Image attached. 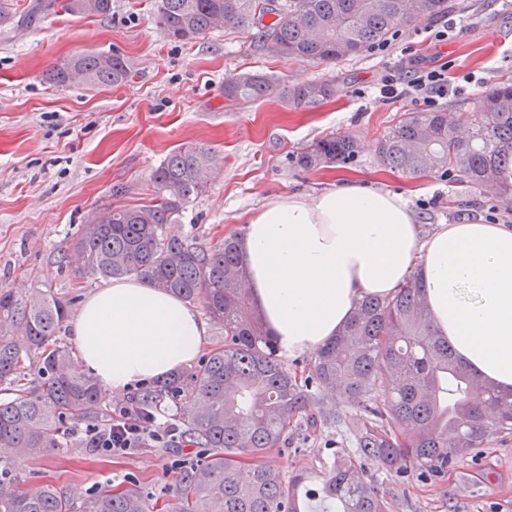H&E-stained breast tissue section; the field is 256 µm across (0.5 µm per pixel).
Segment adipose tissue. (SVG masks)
I'll return each instance as SVG.
<instances>
[{
    "label": "adipose tissue",
    "instance_id": "1",
    "mask_svg": "<svg viewBox=\"0 0 512 512\" xmlns=\"http://www.w3.org/2000/svg\"><path fill=\"white\" fill-rule=\"evenodd\" d=\"M244 285L283 356L318 350L357 300L420 273L432 328L481 380L512 390V226L441 224L421 240L407 199L355 181L261 205L241 234ZM78 362L108 391L167 378L207 346L198 310L144 280L105 284L71 324Z\"/></svg>",
    "mask_w": 512,
    "mask_h": 512
}]
</instances>
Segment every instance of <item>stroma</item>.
<instances>
[{
    "label": "stroma",
    "mask_w": 512,
    "mask_h": 512,
    "mask_svg": "<svg viewBox=\"0 0 512 512\" xmlns=\"http://www.w3.org/2000/svg\"><path fill=\"white\" fill-rule=\"evenodd\" d=\"M456 2L444 59L452 83L465 91L439 106L471 112L485 89L512 80V0ZM153 3L112 0L110 16L53 14L28 28L11 17L0 20V287L19 294L48 288L79 309L100 285L78 273L81 228L103 207L146 201L152 170L192 144L211 147L214 173L206 192L168 231L206 246L240 232L261 204L282 195L314 197L341 175L402 194L425 235L439 224L490 217L512 223L499 193L470 187L455 193L439 175L411 178L379 162V140L420 105L380 97L378 83L411 59H431L433 19L401 28L386 50L312 64L268 55L254 35L230 27L170 41L153 20ZM112 51L131 69L121 87L58 88L43 78L74 53ZM253 70L277 77V92L244 106L227 102L225 79ZM467 74L475 83L464 84ZM314 81L333 82L335 98L314 110L288 106L284 89ZM332 133L362 141L355 163L312 170L296 165L302 147ZM116 185L126 194L113 195ZM336 409L339 425L299 437L296 453L281 459L283 469L319 470L333 452L351 449L358 415L343 401ZM82 438L74 430L68 450L21 463L22 477L54 482L78 502L107 484L134 482L160 495L176 480L165 467L168 454L159 449L105 458L85 448ZM376 489L388 512H512V440L492 439L444 477H382Z\"/></svg>",
    "instance_id": "1"
}]
</instances>
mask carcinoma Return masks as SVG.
Returning <instances> with one entry per match:
<instances>
[{"label": "carcinoma", "instance_id": "carcinoma-1", "mask_svg": "<svg viewBox=\"0 0 512 512\" xmlns=\"http://www.w3.org/2000/svg\"><path fill=\"white\" fill-rule=\"evenodd\" d=\"M449 8V0H156L155 22L178 41L227 26L254 30L275 57L327 63L366 52L394 29ZM62 12L107 17L112 0H35L18 22ZM268 15L275 19L267 24ZM129 75L123 55L86 52L53 65L45 79L95 88L119 86ZM275 90L265 73L224 81V98L241 105ZM335 93L333 84L313 82L287 88L284 99L315 108ZM377 151L385 167L406 176L439 172L461 185L501 188L512 180V82L487 91L474 112L408 113ZM359 153L355 138L332 134L303 147L296 164H352ZM212 161L204 145L174 150L152 172L147 202L104 208L76 243L83 274L145 279L202 304L224 335L197 366L140 396L146 407L166 399L182 404V438L203 449L201 459L179 471L166 512H303L308 497L334 501L336 512H386L372 486L376 472L442 477L460 457L485 447L489 433L512 437V394L478 380L448 341L433 335L417 274L391 297L357 301L305 378L288 370L242 288L238 235L207 247L167 233L206 192ZM67 315L68 302L50 290L18 297L0 288V392L13 390L26 368L37 375L32 388L0 401V512H154L153 495L134 483L116 493L102 486L78 504L53 483H21L16 463L68 447L61 432L67 421L108 417L99 385L59 339ZM315 387L359 410L356 451L333 454L317 476L305 467L285 472L275 459L296 435L340 422L336 409L315 400Z\"/></svg>", "mask_w": 512, "mask_h": 512}]
</instances>
